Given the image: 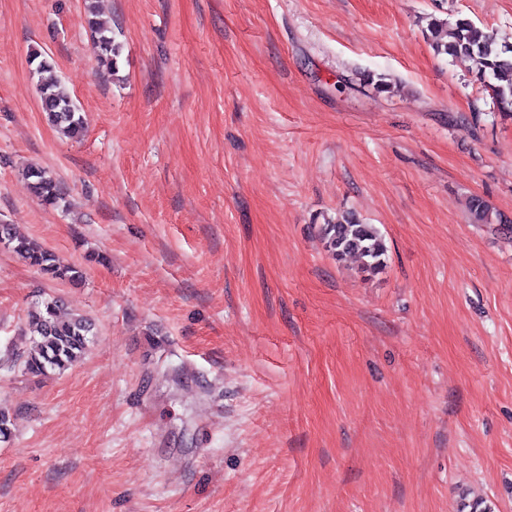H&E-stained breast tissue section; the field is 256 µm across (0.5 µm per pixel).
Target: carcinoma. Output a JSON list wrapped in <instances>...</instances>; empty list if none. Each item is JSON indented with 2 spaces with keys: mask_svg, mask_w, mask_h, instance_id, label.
<instances>
[{
  "mask_svg": "<svg viewBox=\"0 0 512 512\" xmlns=\"http://www.w3.org/2000/svg\"><path fill=\"white\" fill-rule=\"evenodd\" d=\"M88 26L97 36L103 51L102 63L114 73L121 45L115 42L112 29L96 19L95 5L88 4ZM427 39L437 55L465 56L478 64L477 75L492 98L504 110L512 106V46L499 45L493 35L466 20L456 23L448 32L445 23L433 19L428 24ZM31 61L37 62L41 106L49 121L70 139L80 138L85 131L84 119L73 98L51 74L52 64L34 52ZM30 188L40 200L50 206L63 201L62 189L56 179L38 167L27 169ZM471 218L476 224H489L492 214L480 198L469 203ZM317 232L327 250L338 262L357 258L361 269L375 274L386 266L388 247L383 235L373 224H363L352 214L336 221L317 225ZM0 246L13 251L41 273L60 280L78 282L82 270L74 265H62L55 255L35 241L19 233L11 224H0ZM32 340L29 351L18 356L13 365L27 374L46 376L62 372L77 362L90 343L91 324L82 315L63 317L55 300L36 302L27 311Z\"/></svg>",
  "mask_w": 512,
  "mask_h": 512,
  "instance_id": "carcinoma-1",
  "label": "carcinoma"
}]
</instances>
